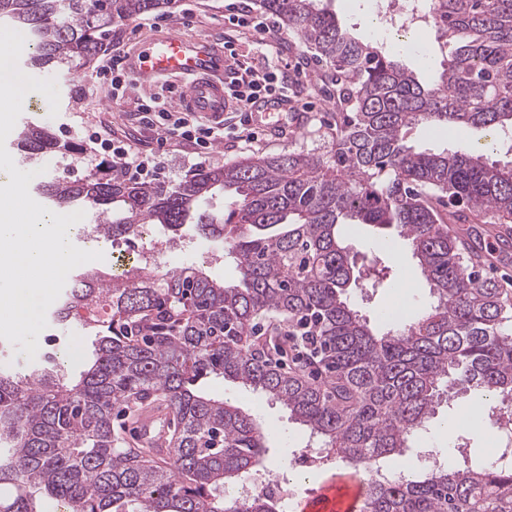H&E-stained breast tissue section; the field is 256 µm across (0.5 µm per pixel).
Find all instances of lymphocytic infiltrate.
Masks as SVG:
<instances>
[{"mask_svg":"<svg viewBox=\"0 0 512 512\" xmlns=\"http://www.w3.org/2000/svg\"><path fill=\"white\" fill-rule=\"evenodd\" d=\"M227 95L234 108L233 117L219 123H204L192 112H174L166 101L151 99L141 104L139 120L155 139L156 148L146 151L133 149L128 143L115 138L110 130L98 127L91 137L100 143L112 145V170L122 176L143 182L157 180L164 170L161 154L180 151L210 159L216 144L225 136L240 142L258 140L259 131L251 126L245 113L256 103H275L288 96V79L273 64L261 66L241 63L230 66Z\"/></svg>","mask_w":512,"mask_h":512,"instance_id":"1","label":"lymphocytic infiltrate"}]
</instances>
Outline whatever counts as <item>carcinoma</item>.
<instances>
[{"mask_svg":"<svg viewBox=\"0 0 512 512\" xmlns=\"http://www.w3.org/2000/svg\"><path fill=\"white\" fill-rule=\"evenodd\" d=\"M317 63L336 71L331 155L245 157L196 171L175 186L101 173L44 182L53 206L90 210L99 235L127 240L142 224L173 234L189 225L224 241L238 279L192 268L136 267L112 277L81 265L48 311L78 323L90 357L79 378L56 358L0 370V512H279L271 496L224 497L257 471L267 437L251 415L198 383L223 377L280 402L310 436L335 448L361 487L360 512H512V468L493 462L426 466L397 479L373 470L403 455L440 403L471 392L512 415V299L479 278L456 224H482L508 255L512 161L484 151L512 134V0H429L442 70L423 84L380 47L345 28L320 0H259ZM174 0H0V23L33 42L27 65L91 63L116 20ZM474 127V150L418 151L411 131ZM28 160L67 150L30 123L18 135ZM222 198L231 208L208 207ZM381 230L383 249L355 269L339 234ZM408 242L434 301L409 322L372 327L351 288H395L392 236ZM292 356L287 370L272 356ZM170 416L161 442L133 448L115 410Z\"/></svg>","mask_w":512,"mask_h":512,"instance_id":"obj_1","label":"carcinoma"}]
</instances>
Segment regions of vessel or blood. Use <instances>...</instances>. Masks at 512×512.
<instances>
[{"mask_svg":"<svg viewBox=\"0 0 512 512\" xmlns=\"http://www.w3.org/2000/svg\"><path fill=\"white\" fill-rule=\"evenodd\" d=\"M125 66L139 84H178L179 105L186 111L218 121L229 108L228 61L217 45L179 31L163 32L141 44ZM252 119L276 133L300 128L304 116L285 101L254 109ZM359 501V485L353 477L333 476L315 496L300 501L297 512H358Z\"/></svg>","mask_w":512,"mask_h":512,"instance_id":"b4317fda","label":"vessel or blood"}]
</instances>
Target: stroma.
Here are the masks:
<instances>
[{
  "mask_svg": "<svg viewBox=\"0 0 512 512\" xmlns=\"http://www.w3.org/2000/svg\"><path fill=\"white\" fill-rule=\"evenodd\" d=\"M224 4L225 0H179L174 9L115 22L96 66L51 74L44 70L30 69V76L41 79L54 77L60 92L59 112L57 116H50L47 99L39 93H31L16 121V131L10 132L5 141V147L15 165L24 171L32 168L16 146L18 128L30 122L47 127L55 137L69 142L72 147L69 154H48L43 157V171L36 177L40 183L52 178H82L103 167L107 156L95 152L88 141L84 128L88 120L110 127L117 137L129 142L133 148L144 150L152 147L150 132L139 127L134 113L141 100L166 96V85L144 87L131 83L123 99L116 102L112 99L109 80L98 75L99 64L106 62L110 56L128 54L138 40L148 38L158 31L179 29L198 38L223 40ZM328 6L354 32L372 41L385 42V35L374 31L371 26L375 15L374 0H329ZM235 47L240 60L256 66L269 61L288 75L292 74L298 56L303 53L302 48L291 38L287 27L282 24L277 25L272 34L264 37L256 34L242 35ZM391 54L414 70L423 81L429 80L443 60L438 35L431 27L399 38ZM303 84V93L295 99L297 106L305 105L309 108L307 121L301 129L275 134L246 145L230 138L225 139L223 144L215 146L214 154L208 162L209 167H221L247 156L288 152L329 155L333 142L331 125L336 106L326 68L312 66ZM481 136V131L472 128L433 130L420 127L413 132L411 143L419 150L464 151L476 147ZM174 242L181 245L183 251L173 255L170 267L194 265L199 247L206 246L221 253L214 268L210 270L211 275L228 282L237 280L236 265L232 258L224 254V245L220 240L197 234L186 227L175 235ZM389 264L397 274V288L354 289L350 292L351 302L367 319L377 318L379 311L400 302L406 303L407 313L412 316L424 311L432 301L430 286L402 241L394 242ZM204 388L253 415L268 436L264 467L277 474L288 475L290 463L297 460L309 442L304 428L290 419L287 410L264 394L229 380L211 378L205 382ZM428 452L443 459L448 465L457 463L449 448L448 432L442 419L428 422L426 429L414 440L405 455L386 460L384 467L389 471L398 468L409 472L418 471L424 467V455Z\"/></svg>",
  "mask_w": 512,
  "mask_h": 512,
  "instance_id": "obj_1",
  "label": "stroma"
}]
</instances>
